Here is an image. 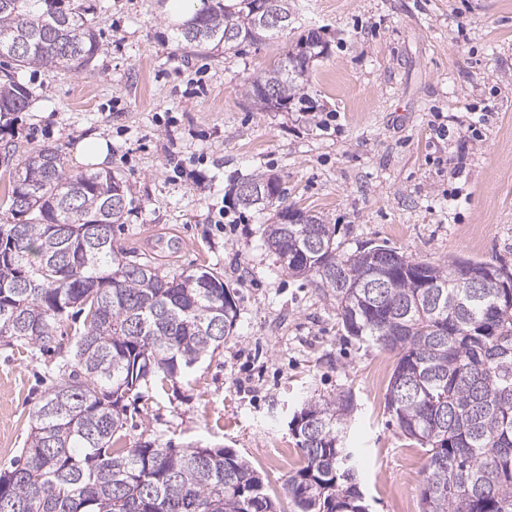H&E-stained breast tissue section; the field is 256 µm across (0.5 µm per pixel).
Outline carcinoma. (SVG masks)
<instances>
[{
  "mask_svg": "<svg viewBox=\"0 0 512 512\" xmlns=\"http://www.w3.org/2000/svg\"><path fill=\"white\" fill-rule=\"evenodd\" d=\"M255 2L204 0L182 23L180 41L194 50L238 51L283 35L252 24ZM17 40L28 48L0 77V119L33 100L22 70L89 72L99 48L94 27L62 0H0V48ZM324 48L315 31L300 37L284 58L246 80L247 98L261 110L293 104L310 59ZM269 92L271 106L263 103ZM8 177L6 214L15 223L0 230V337L45 348L67 309L79 308L85 319L68 376L43 396L25 448L0 471V512H277L258 471L229 448L115 447L129 391L176 377L232 336L237 306L224 280L204 268L169 278L148 263L119 259L112 240L99 247L89 228L123 223L131 205L109 170L74 176L57 149L44 147ZM240 208L273 212L264 241L281 266L316 279L349 335L399 355L385 407L426 456L421 512H512V303L505 289L484 288L458 304L466 292L459 274L493 263L436 264L380 245L389 287L366 288L364 247L347 250L315 215L285 223L279 179ZM57 224L74 229L58 236ZM317 232L323 248L301 253ZM332 271L348 287H336ZM420 279L438 288H421ZM31 281L39 287H27ZM355 407L353 395L340 392L293 416L303 465L285 492L296 512H364L345 441Z\"/></svg>",
  "mask_w": 512,
  "mask_h": 512,
  "instance_id": "carcinoma-1",
  "label": "carcinoma"
}]
</instances>
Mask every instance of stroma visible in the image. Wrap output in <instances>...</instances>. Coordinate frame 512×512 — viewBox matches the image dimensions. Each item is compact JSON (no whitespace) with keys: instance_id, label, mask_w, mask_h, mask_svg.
Wrapping results in <instances>:
<instances>
[{"instance_id":"stroma-1","label":"stroma","mask_w":512,"mask_h":512,"mask_svg":"<svg viewBox=\"0 0 512 512\" xmlns=\"http://www.w3.org/2000/svg\"><path fill=\"white\" fill-rule=\"evenodd\" d=\"M100 32L96 66L29 68L36 96L0 128V158L58 148L71 174L90 136L111 141L107 169L131 210L114 242L127 259L176 277L204 267L237 305L223 350L127 400V445L229 448L260 473L280 512L289 423L310 399L351 392L346 438L369 512H420L422 451L385 408L374 366L395 356L349 336L336 303L281 268L263 242L268 213L231 188L277 176L288 205L334 225L348 249L384 244L439 264L512 266V0H291L277 42L184 56L172 0H70ZM320 30L307 112H263L246 79ZM82 317L66 313L52 351L0 338V470L24 446L32 412L64 375Z\"/></svg>"}]
</instances>
